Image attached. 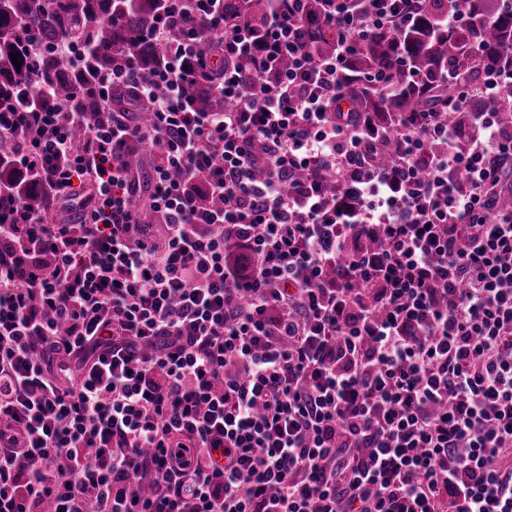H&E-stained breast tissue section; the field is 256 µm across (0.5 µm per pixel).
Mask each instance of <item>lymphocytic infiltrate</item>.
I'll return each instance as SVG.
<instances>
[{"mask_svg": "<svg viewBox=\"0 0 512 512\" xmlns=\"http://www.w3.org/2000/svg\"><path fill=\"white\" fill-rule=\"evenodd\" d=\"M163 2L160 66L113 59L82 143L0 98L18 168L91 190L74 224L0 193V512H512V75L386 125L344 63L414 0H326L328 57L304 0ZM325 4L322 0H310L308 2L309 22L305 28L306 43L316 56L328 55L336 48L338 32L336 29L325 25L321 16ZM186 88L189 99L192 100L196 110L200 112H220L229 106L224 97L213 89L203 88L196 84H187Z\"/></svg>", "mask_w": 512, "mask_h": 512, "instance_id": "lymphocytic-infiltrate-1", "label": "lymphocytic infiltrate"}]
</instances>
